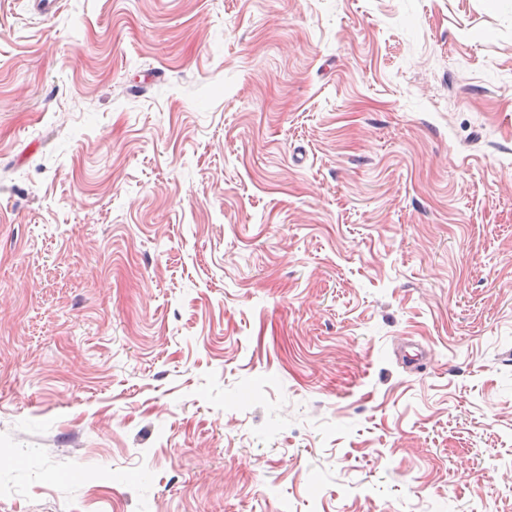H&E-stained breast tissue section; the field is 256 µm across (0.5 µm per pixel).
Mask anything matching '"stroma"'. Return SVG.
I'll return each mask as SVG.
<instances>
[{"label": "stroma", "mask_w": 512, "mask_h": 512, "mask_svg": "<svg viewBox=\"0 0 512 512\" xmlns=\"http://www.w3.org/2000/svg\"><path fill=\"white\" fill-rule=\"evenodd\" d=\"M0 512H512V0H0Z\"/></svg>", "instance_id": "35a3bbf8"}]
</instances>
